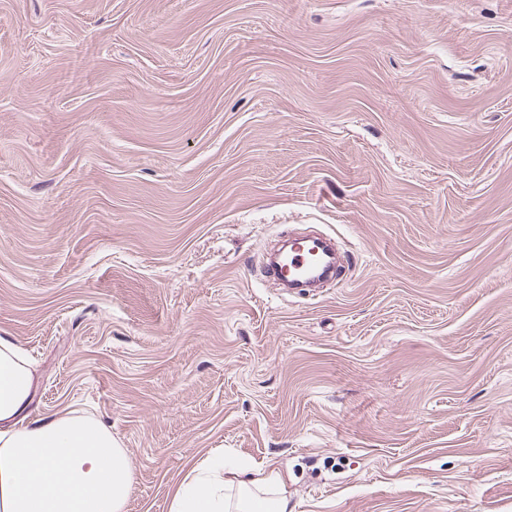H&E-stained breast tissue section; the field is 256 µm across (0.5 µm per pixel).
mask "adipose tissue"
<instances>
[{
	"instance_id": "adipose-tissue-1",
	"label": "adipose tissue",
	"mask_w": 512,
	"mask_h": 512,
	"mask_svg": "<svg viewBox=\"0 0 512 512\" xmlns=\"http://www.w3.org/2000/svg\"><path fill=\"white\" fill-rule=\"evenodd\" d=\"M34 373L0 337V512H123L133 483L124 449L79 415L19 427ZM170 512H293L279 470L229 466L214 453L175 490Z\"/></svg>"
}]
</instances>
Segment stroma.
<instances>
[{"label":"stroma","instance_id":"obj_1","mask_svg":"<svg viewBox=\"0 0 512 512\" xmlns=\"http://www.w3.org/2000/svg\"><path fill=\"white\" fill-rule=\"evenodd\" d=\"M337 281L261 275L291 230ZM0 337L170 512H512V0H0ZM278 469L227 466L222 453L195 465L175 490L170 512H294Z\"/></svg>","mask_w":512,"mask_h":512}]
</instances>
